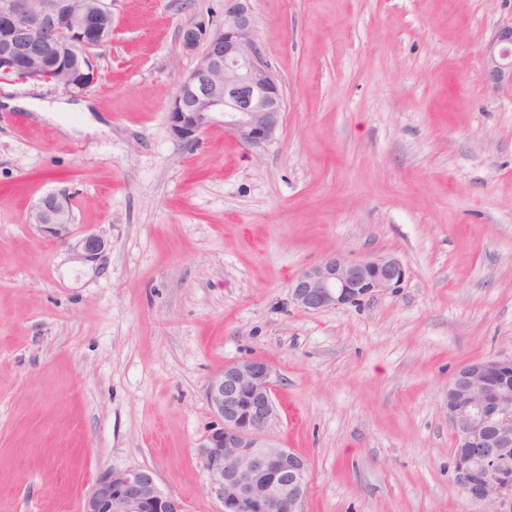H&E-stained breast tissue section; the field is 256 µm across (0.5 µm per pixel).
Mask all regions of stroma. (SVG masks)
Returning <instances> with one entry per match:
<instances>
[{
  "instance_id": "35a3bbf8",
  "label": "stroma",
  "mask_w": 512,
  "mask_h": 512,
  "mask_svg": "<svg viewBox=\"0 0 512 512\" xmlns=\"http://www.w3.org/2000/svg\"><path fill=\"white\" fill-rule=\"evenodd\" d=\"M253 7L284 91L258 149L168 131L196 62L179 32L219 26L224 0H119L86 92L0 79V512H79L99 472L140 467L187 512H224L195 458L204 390L257 356L267 438L308 463L304 512H482L453 482L445 403L461 365L512 355V89L481 77L512 0ZM50 191L96 260L32 224ZM334 253L396 257L406 279L289 304Z\"/></svg>"
}]
</instances>
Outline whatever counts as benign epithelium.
<instances>
[{
  "label": "benign epithelium",
  "instance_id": "1",
  "mask_svg": "<svg viewBox=\"0 0 512 512\" xmlns=\"http://www.w3.org/2000/svg\"><path fill=\"white\" fill-rule=\"evenodd\" d=\"M114 0H0V69L38 80L41 59L57 54L77 68L91 50L112 40ZM252 0H224V24L204 21L180 30L183 48L197 54L194 68L178 84L167 108L171 136L191 148L209 127L221 124L237 143L260 148L279 127L284 92L257 36ZM482 76L493 87H512V23L500 27L486 46ZM56 84L85 92L97 81ZM72 204L64 192H49L33 207V221L61 240L70 235ZM90 261L102 252L94 234L75 245ZM395 257L331 256L302 271L290 284L293 305L319 312L357 304L392 291L405 281ZM496 374H512V356L474 359L448 381L447 416L453 443L469 451L452 467L458 489L484 512H512V388L490 386ZM273 369L261 358L224 365L209 378L205 397L213 424L196 446L208 493L224 512H240L257 502L262 512H303L306 460L288 448L264 441L275 417ZM80 512H186L184 504L160 488L148 468L104 471L81 501Z\"/></svg>",
  "mask_w": 512,
  "mask_h": 512
}]
</instances>
